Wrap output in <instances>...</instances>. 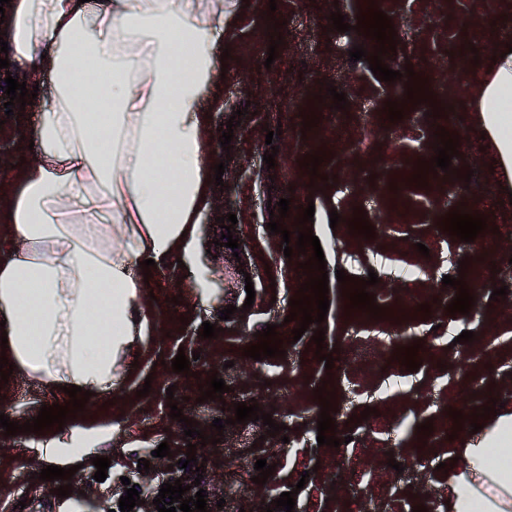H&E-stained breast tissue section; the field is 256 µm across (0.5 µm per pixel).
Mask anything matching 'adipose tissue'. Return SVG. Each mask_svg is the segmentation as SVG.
<instances>
[{"label": "adipose tissue", "mask_w": 512, "mask_h": 512, "mask_svg": "<svg viewBox=\"0 0 512 512\" xmlns=\"http://www.w3.org/2000/svg\"><path fill=\"white\" fill-rule=\"evenodd\" d=\"M6 31L50 75L34 158L0 172L9 358L50 389L106 390L118 354L145 332L141 262L186 258L209 205L224 0H15ZM496 51L469 103L484 126L512 124V53ZM511 440L507 419L465 450L470 469L511 486L495 451Z\"/></svg>", "instance_id": "ef3b65f1"}]
</instances>
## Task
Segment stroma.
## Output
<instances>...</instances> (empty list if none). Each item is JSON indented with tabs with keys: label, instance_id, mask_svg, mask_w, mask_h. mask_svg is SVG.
Instances as JSON below:
<instances>
[{
	"label": "stroma",
	"instance_id": "obj_1",
	"mask_svg": "<svg viewBox=\"0 0 512 512\" xmlns=\"http://www.w3.org/2000/svg\"><path fill=\"white\" fill-rule=\"evenodd\" d=\"M226 0L224 41L231 48L221 99L208 114L205 143L207 165L226 163L223 183L211 186L212 197L224 200L225 212L236 215L232 230L239 250L219 246L221 228L213 208L198 217V232L188 261L157 263L139 299L150 322L147 336L119 356L117 386L90 397L83 412L63 428L43 434H0V512H55L67 502L73 512H117L125 494L124 479H136L140 459L150 462L149 476L160 483L167 476L168 459L154 457L160 443L171 449L187 447L184 424L171 419L168 397H175L184 416L198 422L210 439L197 447L206 473L201 486L208 497L223 500L226 512H262L261 506L294 492L298 512H412L426 506L440 512L449 480L463 469L461 448L484 439V429L472 432L470 415L498 400L512 414V202L491 189L494 154L481 138L477 120L467 112L466 100L475 84L456 79L459 69L476 73V59H487L498 42L512 39V0H495L485 11L483 0ZM391 18L398 44L387 64L404 71L406 65L433 72L437 101L451 105L449 117H430L426 105L407 106L404 117L389 122L385 102L403 96L407 81L382 82L367 61H353V46L370 40L353 31H334L329 17L341 12L356 24L359 11L368 7ZM280 23L283 43L275 60H268L271 31L268 21ZM335 86L349 102L333 109L330 99L316 100L320 85ZM296 100L294 112L279 111ZM7 96L0 91V153L11 168L32 159L26 135L40 107H27L20 118L6 117ZM241 123L233 130L230 150L219 138L222 125L234 112ZM316 114L320 122L303 131L302 118ZM445 127L459 138V155L451 172L429 174L426 186L411 182L417 163L434 155V132ZM281 128L267 138L266 128ZM276 145L275 168H267L263 155ZM325 152L317 178H310L305 155ZM471 171L470 181L457 179V171ZM291 202L284 227L307 205H314L313 233L318 237L330 278V306L323 323L324 353L336 354L333 368L319 362L310 334L293 338L289 315L293 298L306 277V257H285L282 237L267 228L269 203ZM478 210L489 227L498 228L496 248L486 252L444 232L442 216L458 204ZM362 208L375 228L373 239L350 234L347 222L354 208ZM342 221L331 225L330 211ZM428 255H421L417 244ZM469 259L471 266L490 268L484 290L476 295L468 314H448L446 307L456 288L443 285L436 269L442 260ZM395 268L397 276L370 286L376 303L385 307L381 319L364 326L347 316L346 298L335 274L355 275L369 269ZM253 284L255 302L245 308L246 284ZM506 287L507 295L492 300L493 289ZM429 312H421L422 304ZM235 306L228 320L220 310ZM218 323L217 338L200 336L203 322ZM278 325L284 342L281 357L253 360L244 348L257 344V331ZM462 326L475 339L446 347L436 341V327ZM421 342V363L413 389H397L368 403L367 394L390 374L402 371L396 358L399 347ZM197 353L190 374L173 372L178 351ZM219 375L230 391L223 400L199 402V387ZM145 397L136 392L143 385ZM333 392L336 435L340 447L317 442L320 402L318 387ZM256 400L273 420L285 424L284 437L272 438L262 423L231 424L234 405ZM69 396L44 389L22 371H13L0 383V412L23 423L37 416L41 406L68 403ZM376 412L354 422L367 405ZM461 411L463 427L450 437L449 410ZM226 422L216 431L212 422ZM432 420L430 435L418 425ZM80 430L86 444L83 466L74 474L72 494L59 500L53 482L40 480L48 466L44 441ZM110 458L105 481L94 479L93 457ZM275 469L266 484L253 480L256 460ZM400 462L402 470L392 469ZM449 466L438 471L439 463Z\"/></svg>",
	"mask_w": 512,
	"mask_h": 512
}]
</instances>
